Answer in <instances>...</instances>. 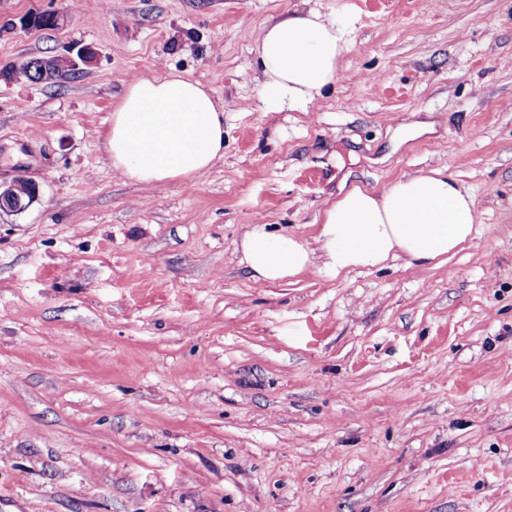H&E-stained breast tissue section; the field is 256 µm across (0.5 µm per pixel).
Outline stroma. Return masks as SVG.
<instances>
[{
  "label": "stroma",
  "mask_w": 512,
  "mask_h": 512,
  "mask_svg": "<svg viewBox=\"0 0 512 512\" xmlns=\"http://www.w3.org/2000/svg\"><path fill=\"white\" fill-rule=\"evenodd\" d=\"M299 2L0 0V67L95 54L0 78V183L40 188L0 212V512H512V0H310L348 50L275 112L253 45ZM171 71L223 101L224 156L145 187L103 140ZM433 168L477 210L439 264L241 261L252 225L316 251L351 184ZM77 58L81 64L89 65L92 63L94 55H93L92 51L87 49L83 52H80L77 55ZM79 62L71 56H63V57H60L59 59L58 58L44 59V60H41V62H40V65H41L40 72L43 73V78L46 77L47 75H51L52 73H53V76L51 79L56 78V77H61L63 75H66V73H68L70 71H74V70L67 69L65 66H63L61 68H57V67H59L61 65H66V66L78 68L80 66Z\"/></svg>",
  "instance_id": "1"
}]
</instances>
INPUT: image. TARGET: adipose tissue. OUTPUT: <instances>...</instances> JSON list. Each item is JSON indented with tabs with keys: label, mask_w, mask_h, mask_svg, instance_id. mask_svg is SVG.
Listing matches in <instances>:
<instances>
[{
	"label": "adipose tissue",
	"mask_w": 512,
	"mask_h": 512,
	"mask_svg": "<svg viewBox=\"0 0 512 512\" xmlns=\"http://www.w3.org/2000/svg\"><path fill=\"white\" fill-rule=\"evenodd\" d=\"M346 48L336 19L295 8L261 29L255 52L269 110L307 111L335 82ZM114 170L153 186L203 176L224 155V104L202 83L172 72L128 83L104 143ZM477 222L472 196L435 168L382 191L353 185L328 206L318 235L323 268L335 276L398 257L427 265L466 243ZM255 280L281 281L310 270L313 252L293 234L257 224L241 241Z\"/></svg>",
	"instance_id": "adipose-tissue-1"
}]
</instances>
